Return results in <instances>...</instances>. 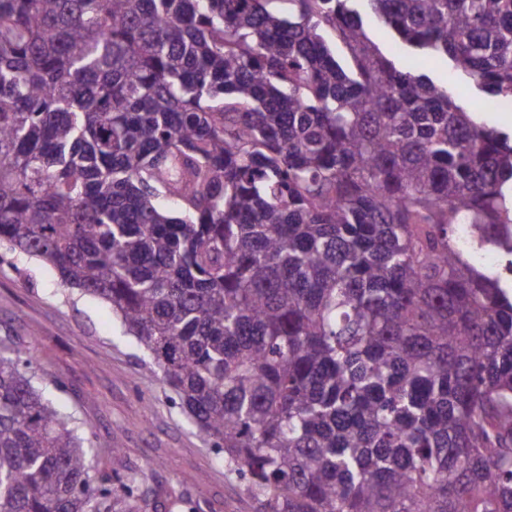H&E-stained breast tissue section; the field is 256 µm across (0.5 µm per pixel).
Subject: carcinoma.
Here are the masks:
<instances>
[{"label":"carcinoma","mask_w":512,"mask_h":512,"mask_svg":"<svg viewBox=\"0 0 512 512\" xmlns=\"http://www.w3.org/2000/svg\"><path fill=\"white\" fill-rule=\"evenodd\" d=\"M432 58L512 100V0H0V247L112 305L258 512H512L470 257L512 268V136ZM91 471L1 347L0 512H112ZM426 72L439 85H447L453 92L458 105L467 112H474L478 121L508 134L512 133V108H496L490 104L496 98L480 91L467 75L457 73L448 81L450 64L443 59L432 60L426 65Z\"/></svg>","instance_id":"obj_1"}]
</instances>
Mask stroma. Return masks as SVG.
Listing matches in <instances>:
<instances>
[{
	"label": "stroma",
	"mask_w": 512,
	"mask_h": 512,
	"mask_svg": "<svg viewBox=\"0 0 512 512\" xmlns=\"http://www.w3.org/2000/svg\"><path fill=\"white\" fill-rule=\"evenodd\" d=\"M479 122L512 133V108H496L446 61L426 65ZM0 344L30 354L47 397L78 422L94 472L136 475L134 497L113 512H255L237 472L182 411L147 352L104 300L65 288L57 271L0 249Z\"/></svg>",
	"instance_id": "35a3bbf8"
}]
</instances>
